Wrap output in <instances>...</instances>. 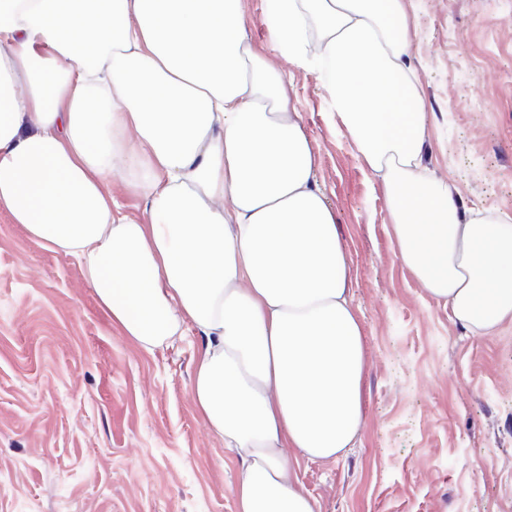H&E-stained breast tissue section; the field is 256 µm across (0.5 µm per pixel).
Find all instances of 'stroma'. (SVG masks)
Instances as JSON below:
<instances>
[{
	"label": "stroma",
	"instance_id": "35a3bbf8",
	"mask_svg": "<svg viewBox=\"0 0 512 512\" xmlns=\"http://www.w3.org/2000/svg\"><path fill=\"white\" fill-rule=\"evenodd\" d=\"M424 164L462 209L512 218V0H412ZM354 275L367 368L360 441L297 459L320 512H512V327L464 332L401 264L382 185L279 56ZM203 339L147 352L71 257L0 208V512H235L238 465L198 413Z\"/></svg>",
	"mask_w": 512,
	"mask_h": 512
}]
</instances>
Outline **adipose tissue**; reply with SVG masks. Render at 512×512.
<instances>
[{
	"mask_svg": "<svg viewBox=\"0 0 512 512\" xmlns=\"http://www.w3.org/2000/svg\"><path fill=\"white\" fill-rule=\"evenodd\" d=\"M410 0H0V207L73 258L151 352L204 336L194 403L240 464L236 512H320L292 463L363 425L351 267L275 53L382 184L401 263L474 336L512 326V224L423 163ZM144 204L122 215L113 178ZM243 9L250 35L255 39H262L265 34L262 0H243Z\"/></svg>",
	"mask_w": 512,
	"mask_h": 512,
	"instance_id": "obj_1",
	"label": "adipose tissue"
}]
</instances>
